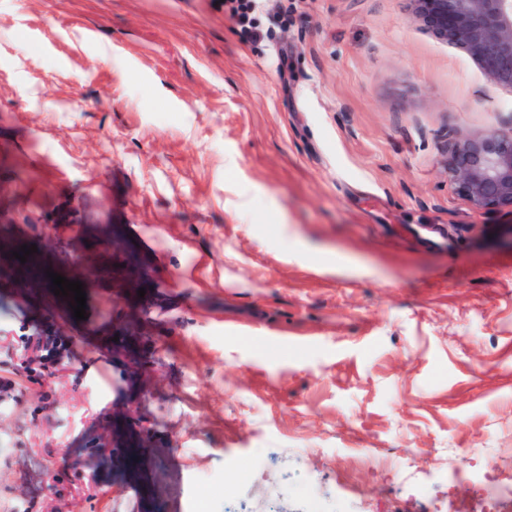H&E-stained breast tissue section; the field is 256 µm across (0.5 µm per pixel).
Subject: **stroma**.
Masks as SVG:
<instances>
[{
  "label": "stroma",
  "instance_id": "35a3bbf8",
  "mask_svg": "<svg viewBox=\"0 0 512 512\" xmlns=\"http://www.w3.org/2000/svg\"><path fill=\"white\" fill-rule=\"evenodd\" d=\"M511 122L409 0H0V512H490L512 211L447 159ZM123 417L165 452L118 481Z\"/></svg>",
  "mask_w": 512,
  "mask_h": 512
}]
</instances>
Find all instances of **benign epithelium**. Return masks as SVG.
<instances>
[{"label": "benign epithelium", "mask_w": 512, "mask_h": 512, "mask_svg": "<svg viewBox=\"0 0 512 512\" xmlns=\"http://www.w3.org/2000/svg\"><path fill=\"white\" fill-rule=\"evenodd\" d=\"M420 27L455 45L488 81L512 91V0H409ZM448 176L476 210L512 208V126L459 137Z\"/></svg>", "instance_id": "obj_1"}]
</instances>
